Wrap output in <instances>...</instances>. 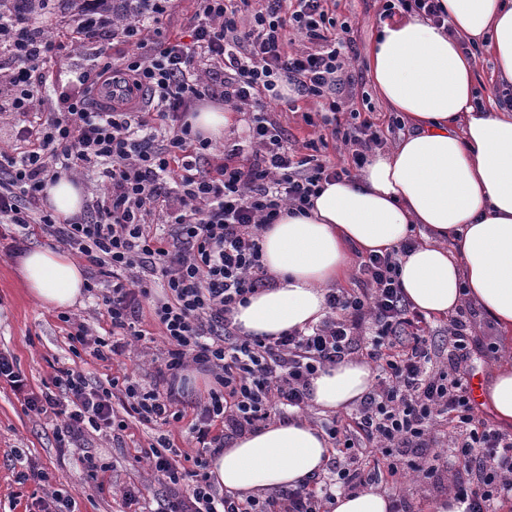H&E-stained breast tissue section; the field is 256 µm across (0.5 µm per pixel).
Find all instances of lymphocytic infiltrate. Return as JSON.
Returning <instances> with one entry per match:
<instances>
[{"mask_svg": "<svg viewBox=\"0 0 512 512\" xmlns=\"http://www.w3.org/2000/svg\"><path fill=\"white\" fill-rule=\"evenodd\" d=\"M196 0L188 36H150L146 18L160 19L171 0H146L147 11L119 21L110 0H79L80 17L47 33L16 29L0 12V113L15 117L11 142L0 146V223L43 233L91 265L106 288L108 337L70 322L71 342L102 359L125 355L151 311L165 348L150 386L133 381L90 384L74 369L53 380L64 391L30 392L12 358L0 353V380L39 414L59 409L60 447L83 441L86 429L124 430L112 407L120 400L140 421L168 425L181 409L183 373L197 365L213 378L194 407L191 430L201 447L192 469L180 468L170 438L144 451L169 488L161 512H330L335 497L413 477L428 490L453 491L464 512H497L512 501V435L478 419L470 400V361L479 348L465 315L448 322V352L432 357L434 331L408 301L399 279L402 254L415 245L363 258L358 287L331 288L328 314L316 326L278 337L240 335L237 305L273 287L261 261L260 232L282 207L306 213L325 183L351 177L384 144L369 119L341 123L336 92L355 52L349 26L338 24L334 0ZM121 39L136 45L121 70L128 92L143 93L144 112H105L89 102L112 66L97 57L75 68L64 85L53 62L67 47ZM321 103L307 126L322 128L295 145L268 117L284 91ZM223 95L249 115L248 150L231 149L210 164L212 143L187 121L197 102ZM333 139L350 146L351 163L319 154ZM97 174L104 187L93 211L58 223L43 208V190L61 175ZM360 356L376 371L369 393L348 418L325 424L332 448L326 474L260 501L219 493L208 471L226 440L255 431L272 415L306 410L318 371Z\"/></svg>", "mask_w": 512, "mask_h": 512, "instance_id": "1", "label": "lymphocytic infiltrate"}]
</instances>
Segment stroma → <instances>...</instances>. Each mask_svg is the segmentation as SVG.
<instances>
[{"mask_svg":"<svg viewBox=\"0 0 512 512\" xmlns=\"http://www.w3.org/2000/svg\"><path fill=\"white\" fill-rule=\"evenodd\" d=\"M383 3L336 0V20L352 28L358 50H365L378 34ZM347 71L352 81L336 96L343 113L373 112L388 143H395L400 135L396 113L378 97L361 61L352 62ZM17 267V258L0 248V352L15 359L34 392L51 385L58 371L67 368L84 370L93 383L125 376L143 385L150 383L151 360L162 346L158 328L145 323L139 350L126 357L98 360L85 353L74 354L68 326L60 320L58 310L42 306L27 293ZM463 307L471 313L474 335L490 345L489 351L475 350L472 359L475 377L487 386L498 367L512 360V341L474 302L465 301ZM115 414L127 424L119 438H105L90 430L80 447L62 449L57 441L61 419L29 411L10 386L0 382V512H25L46 490L57 488L72 497L74 512H159L166 494L164 483L147 469L140 451L149 447L162 428L140 423L120 407ZM87 454L97 460L96 475H89L82 463ZM32 463L48 472V485L17 483V473ZM130 485L141 490L138 501L131 504L122 497L123 488Z\"/></svg>","mask_w":512,"mask_h":512,"instance_id":"obj_1","label":"stroma"}]
</instances>
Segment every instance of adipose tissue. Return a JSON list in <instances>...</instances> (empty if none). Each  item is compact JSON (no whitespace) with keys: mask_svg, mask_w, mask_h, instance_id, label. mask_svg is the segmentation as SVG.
<instances>
[{"mask_svg":"<svg viewBox=\"0 0 512 512\" xmlns=\"http://www.w3.org/2000/svg\"><path fill=\"white\" fill-rule=\"evenodd\" d=\"M441 2L448 29L407 16L382 23L365 51L374 90L411 132L374 155L357 178L325 185L308 214L282 211L262 230L263 262L276 284L237 307L241 334L276 337L317 324L326 290L346 277L352 250L383 252L417 226L424 240L400 263L411 304L445 316L468 298L512 334V110L478 105L475 63L459 45L478 43L499 83L512 86V0ZM44 193L59 219L81 213L84 191L71 179L47 184ZM18 272L43 306L67 310L83 301L85 269L68 253L30 250ZM372 380L365 361L348 359L312 378L310 399L325 412L346 409ZM329 448L306 418L274 421L232 440L210 473L226 493L264 497L321 471Z\"/></svg>","mask_w":512,"mask_h":512,"instance_id":"ef3b65f1","label":"adipose tissue"}]
</instances>
